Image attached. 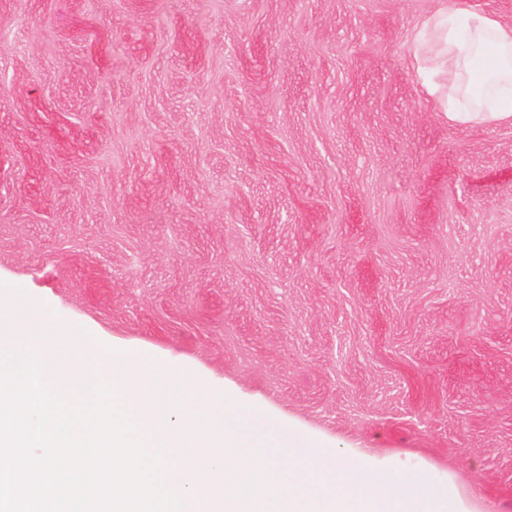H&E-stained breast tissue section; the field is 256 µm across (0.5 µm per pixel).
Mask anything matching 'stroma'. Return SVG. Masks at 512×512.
Masks as SVG:
<instances>
[{"instance_id":"1","label":"stroma","mask_w":512,"mask_h":512,"mask_svg":"<svg viewBox=\"0 0 512 512\" xmlns=\"http://www.w3.org/2000/svg\"><path fill=\"white\" fill-rule=\"evenodd\" d=\"M442 0H0V282L253 418L512 512V123ZM412 52L418 83L449 121L512 122V25L474 6H442L416 30ZM480 60L486 62L476 68ZM491 87L502 91L499 99L472 104Z\"/></svg>"}]
</instances>
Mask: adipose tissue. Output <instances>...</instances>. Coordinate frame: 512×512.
Returning a JSON list of instances; mask_svg holds the SVG:
<instances>
[{
  "instance_id": "1",
  "label": "adipose tissue",
  "mask_w": 512,
  "mask_h": 512,
  "mask_svg": "<svg viewBox=\"0 0 512 512\" xmlns=\"http://www.w3.org/2000/svg\"><path fill=\"white\" fill-rule=\"evenodd\" d=\"M419 84L457 124L512 122V25L470 5L439 7L412 39ZM499 99L484 103L489 88Z\"/></svg>"
}]
</instances>
